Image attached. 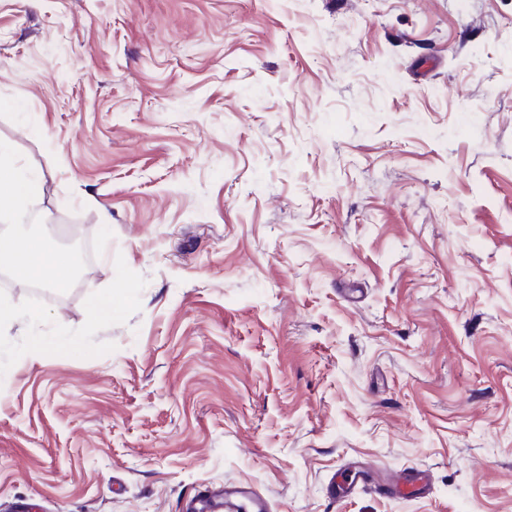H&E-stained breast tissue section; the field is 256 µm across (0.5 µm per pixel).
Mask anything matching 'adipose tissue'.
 <instances>
[{
	"mask_svg": "<svg viewBox=\"0 0 512 512\" xmlns=\"http://www.w3.org/2000/svg\"><path fill=\"white\" fill-rule=\"evenodd\" d=\"M9 149L0 144V257L11 260L14 275L50 288L67 287L71 260L48 250L40 240L22 236L28 204L38 180L8 162Z\"/></svg>",
	"mask_w": 512,
	"mask_h": 512,
	"instance_id": "1",
	"label": "adipose tissue"
}]
</instances>
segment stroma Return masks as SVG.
I'll list each match as a JSON object with an SVG mask.
<instances>
[{"mask_svg":"<svg viewBox=\"0 0 512 512\" xmlns=\"http://www.w3.org/2000/svg\"><path fill=\"white\" fill-rule=\"evenodd\" d=\"M0 143V512H512V0H0ZM7 146L0 144V258L12 261L14 275L49 288H66L71 260L63 253L48 250L40 240L21 236L28 204L38 188V179L5 161ZM112 309L111 292H99L90 297L87 313L90 320L97 323H106L112 320ZM370 487L380 495H422L428 490L425 476L418 470H405L386 481L376 479L370 469L354 471L341 482L333 483L328 489L329 494L339 499L349 495L358 488ZM204 505L201 509L204 512H234L240 506L242 501L248 500L251 503V508L254 511L250 512H265L267 511L265 502L251 489L242 485L233 483H224L223 487L214 488L206 491L204 494Z\"/></svg>","mask_w":512,"mask_h":512,"instance_id":"stroma-1","label":"stroma"}]
</instances>
